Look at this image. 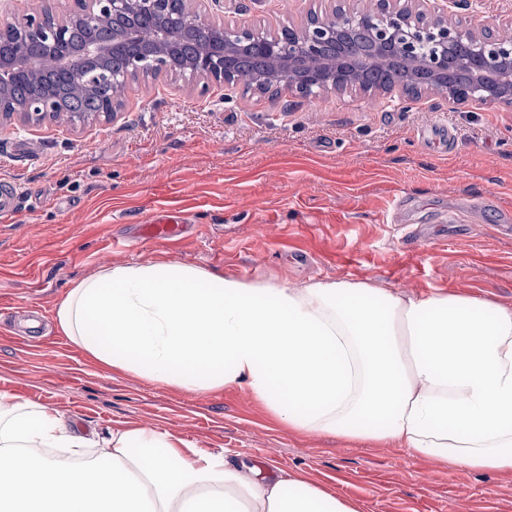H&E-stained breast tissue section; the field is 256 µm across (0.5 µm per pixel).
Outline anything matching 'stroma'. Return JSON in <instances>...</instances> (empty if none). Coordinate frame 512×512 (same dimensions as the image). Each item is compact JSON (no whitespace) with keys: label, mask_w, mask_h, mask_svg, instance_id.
<instances>
[{"label":"stroma","mask_w":512,"mask_h":512,"mask_svg":"<svg viewBox=\"0 0 512 512\" xmlns=\"http://www.w3.org/2000/svg\"><path fill=\"white\" fill-rule=\"evenodd\" d=\"M271 31L329 0H242ZM449 20L512 29V0H461ZM453 140L429 148L422 131ZM0 390L83 431L149 425L264 473H300L359 512H512V473L288 430L246 385L198 392L108 371L59 330L55 308L112 265L180 262L300 287L369 280L512 304V108L424 94L374 100L208 91L167 76L132 84L109 123L0 125ZM187 213L177 241L140 235Z\"/></svg>","instance_id":"35a3bbf8"}]
</instances>
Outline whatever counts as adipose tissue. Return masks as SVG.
Segmentation results:
<instances>
[{"instance_id": "adipose-tissue-1", "label": "adipose tissue", "mask_w": 512, "mask_h": 512, "mask_svg": "<svg viewBox=\"0 0 512 512\" xmlns=\"http://www.w3.org/2000/svg\"><path fill=\"white\" fill-rule=\"evenodd\" d=\"M55 320L106 367L186 391L247 384L289 429L512 473V305L134 263L77 282ZM0 512L358 510L297 473L267 475L153 427L85 433L0 391Z\"/></svg>"}]
</instances>
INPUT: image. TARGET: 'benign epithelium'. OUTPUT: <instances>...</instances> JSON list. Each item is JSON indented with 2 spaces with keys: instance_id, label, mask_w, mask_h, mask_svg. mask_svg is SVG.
<instances>
[{
  "instance_id": "benign-epithelium-1",
  "label": "benign epithelium",
  "mask_w": 512,
  "mask_h": 512,
  "mask_svg": "<svg viewBox=\"0 0 512 512\" xmlns=\"http://www.w3.org/2000/svg\"><path fill=\"white\" fill-rule=\"evenodd\" d=\"M61 13L51 10L52 21L41 14L11 12L20 42L9 52H0V119L20 121L54 120V100L33 96L23 102L11 97L15 80L23 75L38 85L44 74L24 59L22 40L42 41L51 56L55 77L74 93L88 94L90 86L74 59L104 60L123 43L141 40L146 44L154 70L138 57L128 60L124 70L112 74V82L126 85L140 76L164 71L189 85L209 86L242 81L256 89L286 83L300 93L325 90L363 89L364 69L371 65H393L405 74L395 87L374 90L405 95L432 93L465 101L478 99L512 107V43L499 41L490 30L477 31L448 24L445 0H370L365 9H354L346 0H335L328 13H306L298 26L275 33L222 19L205 21L209 3L218 0H181L179 25L169 23L171 0H68ZM112 27V41L78 46L75 34L84 21ZM365 30L370 54L354 59L345 83L334 84L332 76L344 63L347 47L344 34L351 28ZM465 41L468 55L458 60L469 75L459 90L448 84V54ZM249 48L262 55L267 68L261 74L242 75L227 62Z\"/></svg>"
}]
</instances>
